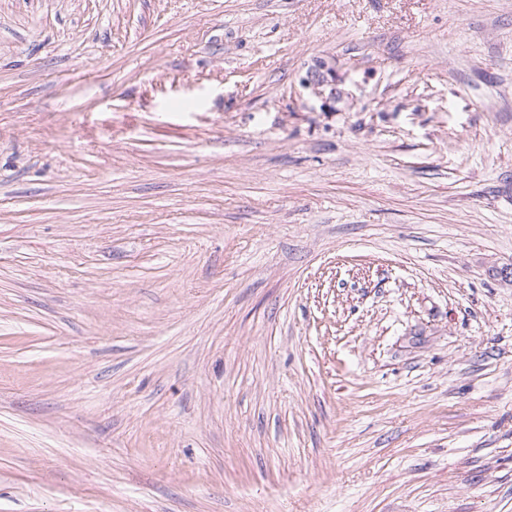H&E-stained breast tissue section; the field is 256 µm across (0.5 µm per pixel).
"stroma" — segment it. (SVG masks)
Instances as JSON below:
<instances>
[{
  "label": "stroma",
  "instance_id": "obj_1",
  "mask_svg": "<svg viewBox=\"0 0 512 512\" xmlns=\"http://www.w3.org/2000/svg\"><path fill=\"white\" fill-rule=\"evenodd\" d=\"M0 512H512V0H0ZM300 83L310 91L323 111L335 110L336 103L349 94L339 87L342 80L337 73L335 58H314L308 64Z\"/></svg>",
  "mask_w": 512,
  "mask_h": 512
}]
</instances>
